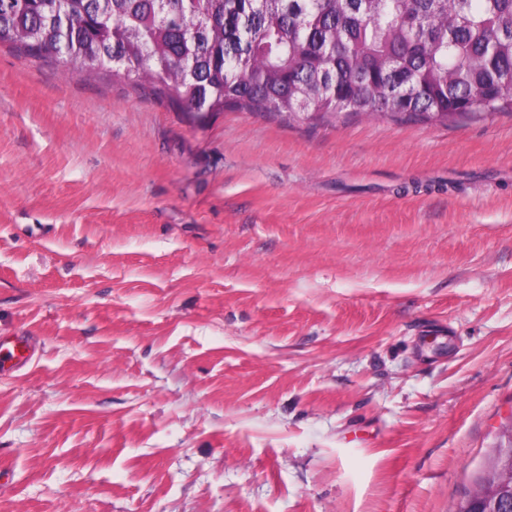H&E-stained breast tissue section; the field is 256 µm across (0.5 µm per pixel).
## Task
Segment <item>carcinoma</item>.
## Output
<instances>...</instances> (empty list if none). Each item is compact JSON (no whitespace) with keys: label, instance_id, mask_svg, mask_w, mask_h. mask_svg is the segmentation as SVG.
I'll use <instances>...</instances> for the list:
<instances>
[{"label":"carcinoma","instance_id":"1","mask_svg":"<svg viewBox=\"0 0 512 512\" xmlns=\"http://www.w3.org/2000/svg\"><path fill=\"white\" fill-rule=\"evenodd\" d=\"M226 108L512 111V0H0V44Z\"/></svg>","mask_w":512,"mask_h":512}]
</instances>
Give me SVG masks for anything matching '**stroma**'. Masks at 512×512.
Wrapping results in <instances>:
<instances>
[{"label":"stroma","instance_id":"1","mask_svg":"<svg viewBox=\"0 0 512 512\" xmlns=\"http://www.w3.org/2000/svg\"><path fill=\"white\" fill-rule=\"evenodd\" d=\"M0 512H457L512 414V112L191 115L0 45Z\"/></svg>","mask_w":512,"mask_h":512}]
</instances>
